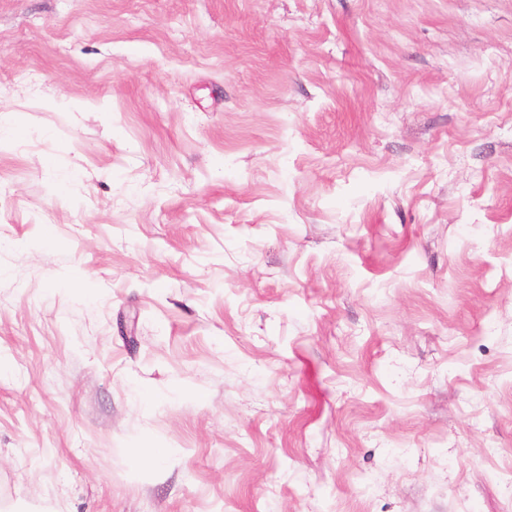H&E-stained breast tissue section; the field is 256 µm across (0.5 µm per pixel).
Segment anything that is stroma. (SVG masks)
I'll list each match as a JSON object with an SVG mask.
<instances>
[{"mask_svg": "<svg viewBox=\"0 0 512 512\" xmlns=\"http://www.w3.org/2000/svg\"><path fill=\"white\" fill-rule=\"evenodd\" d=\"M0 512H512V0H0Z\"/></svg>", "mask_w": 512, "mask_h": 512, "instance_id": "stroma-1", "label": "stroma"}]
</instances>
